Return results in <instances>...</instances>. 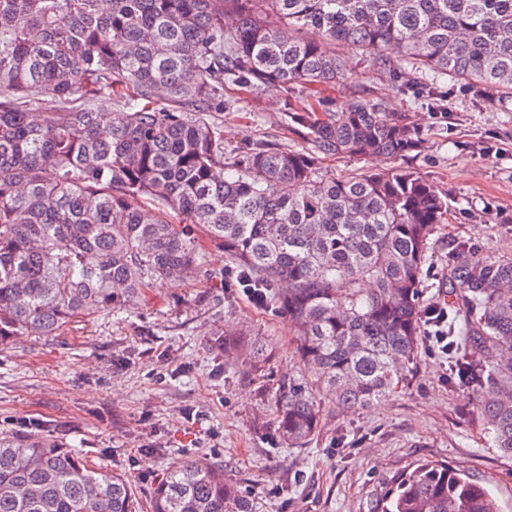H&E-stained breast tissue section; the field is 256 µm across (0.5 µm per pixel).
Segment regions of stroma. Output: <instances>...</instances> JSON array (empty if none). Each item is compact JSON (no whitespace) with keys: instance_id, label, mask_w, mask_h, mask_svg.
I'll return each mask as SVG.
<instances>
[{"instance_id":"1","label":"stroma","mask_w":512,"mask_h":512,"mask_svg":"<svg viewBox=\"0 0 512 512\" xmlns=\"http://www.w3.org/2000/svg\"><path fill=\"white\" fill-rule=\"evenodd\" d=\"M341 84L296 92L228 86L210 119L228 156L262 145L305 147L288 105L313 101L328 112L353 98L403 112L420 129L421 150L396 159L448 197L425 265L424 299L441 297L449 251L459 245L512 256V112L454 86L437 111L358 53L342 50ZM204 262L175 283L155 282L127 310L79 318L56 336H20L0 345V433L63 435L89 458L127 474L145 501L162 473L205 457L256 499L261 512H369L414 465L444 461L492 488L512 512V457L494 448L470 389L453 384L445 358L420 344L409 384L369 409L347 411L320 398L322 428L303 448L283 447L269 402L249 361L253 341L273 374L295 362V329L271 304L254 303L236 281L223 246L197 234ZM241 335L226 364L217 333Z\"/></svg>"}]
</instances>
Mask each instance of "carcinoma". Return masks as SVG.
Returning a JSON list of instances; mask_svg holds the SVG:
<instances>
[{"mask_svg": "<svg viewBox=\"0 0 512 512\" xmlns=\"http://www.w3.org/2000/svg\"><path fill=\"white\" fill-rule=\"evenodd\" d=\"M226 8L238 14L228 35ZM338 45L433 109L445 79L512 100V0H0V344L55 336L192 273L203 256L172 211L294 322L298 371L270 387L286 447L318 433L320 394L355 411L394 393L417 363L423 268L448 199L412 171L339 179L318 159L395 160L419 148L418 129L368 100L325 117L307 104L288 115L307 147L226 164L224 130L208 119L226 84H336ZM102 95L126 107L122 122L95 107ZM46 99L58 109L34 111ZM446 275L454 375L512 456V257L453 251ZM214 346L230 362L240 339ZM0 512H135L133 488L54 436H8ZM147 512L257 507L202 458L164 474ZM370 512L500 510L480 481L424 462Z\"/></svg>", "mask_w": 512, "mask_h": 512, "instance_id": "cac0c4a2", "label": "carcinoma"}]
</instances>
